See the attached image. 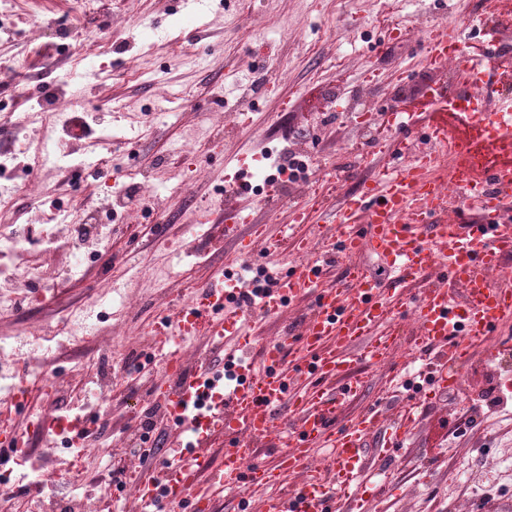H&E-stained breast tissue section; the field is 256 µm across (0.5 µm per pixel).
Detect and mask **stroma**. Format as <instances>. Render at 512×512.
<instances>
[{
	"instance_id": "35a3bbf8",
	"label": "stroma",
	"mask_w": 512,
	"mask_h": 512,
	"mask_svg": "<svg viewBox=\"0 0 512 512\" xmlns=\"http://www.w3.org/2000/svg\"><path fill=\"white\" fill-rule=\"evenodd\" d=\"M472 0H0V151L27 142L37 162L29 173L0 179L1 224H39L55 213L77 221L79 204L106 203L110 196L134 197L139 174L151 172L157 192L149 207L153 222L140 224L131 208L112 220L113 231L98 253L65 288L46 293L43 303L21 304L0 314V338L24 324L53 325L76 312L98 314L97 332L32 353L49 391L29 392L13 409L12 422L26 447L67 486L82 485L72 467L78 451L45 446L28 426L31 411L51 407L76 418L74 389L92 386L97 370L135 374L116 387L104 430L94 432L89 468L110 464L116 445L129 432L134 407H147L148 376L162 364L150 358L145 329L176 305L192 301L195 285L223 266L215 240L226 193L240 197L257 223L279 234L289 211L266 195L265 175L294 159L314 120H322L317 151L322 173L347 179L374 175L389 157L380 144L362 138L402 100L420 97L438 73L425 59V44L408 38L419 25L458 20L467 47L482 53L480 16ZM272 23L263 42L251 31ZM29 62L27 74L12 70L14 59ZM288 72L281 82L278 72ZM367 93L379 106L364 122L346 114L348 94ZM88 113L84 138L62 140L54 155L39 161L44 138L41 113L58 98ZM224 114L225 124L214 120ZM204 143L202 152L181 156L184 144ZM112 148L111 163L94 170L90 147ZM39 184L37 201L24 193V180ZM335 195L333 205L343 196ZM129 295L135 309L103 302L105 284ZM504 351L483 364L473 352L466 367L470 404L438 393L425 399L422 421L395 456L387 486L388 512H422L442 497L449 482L475 471L471 512H512V322L502 328ZM111 340L113 359L102 358ZM442 445H435L436 436Z\"/></svg>"
}]
</instances>
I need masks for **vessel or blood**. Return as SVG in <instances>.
Masks as SVG:
<instances>
[{"label":"vessel or blood","mask_w":512,"mask_h":512,"mask_svg":"<svg viewBox=\"0 0 512 512\" xmlns=\"http://www.w3.org/2000/svg\"><path fill=\"white\" fill-rule=\"evenodd\" d=\"M499 47L494 40L486 55L468 54L451 21L430 35L426 55L433 65L459 60L466 75L486 78ZM426 100L427 111L389 113L399 133L392 165L340 208L329 206L335 178L324 177L291 208L277 238L242 208L225 209V239L248 247L263 242L271 285L255 290L241 282L233 271L238 259L229 257L197 287L193 304L151 328L164 371L152 380L150 397L158 419L176 426L169 436L176 462L154 478L139 465L128 468L139 512L160 505L181 512L188 502L196 512H211L215 494L244 485L266 492L263 512H384L368 485L387 469L367 457V445L379 437L385 452H398L419 416L413 404L392 416L382 399L344 417L365 387L359 364H389L398 321L408 315L416 326L418 375L436 391L457 387L472 348L482 347L485 361L499 357L492 338L512 318V290L494 278L512 255V99L472 107L433 85ZM422 128L436 151L455 146L467 196L482 204L476 221L447 220L448 200L428 177L433 158L414 149ZM471 153L485 156L480 170L469 169ZM362 251L375 257L386 279L368 275L355 259ZM336 262L343 280L326 285ZM416 285L422 291L414 299ZM307 297L313 305L302 322L265 342L259 359H247L256 316L281 315ZM198 336L222 358L189 369L181 347ZM289 352L297 354L296 365H286ZM36 427L49 439L62 430L89 436L80 419L48 414ZM219 433L224 462L202 478L206 451ZM266 447L277 449L275 465L261 461Z\"/></svg>","instance_id":"1"}]
</instances>
